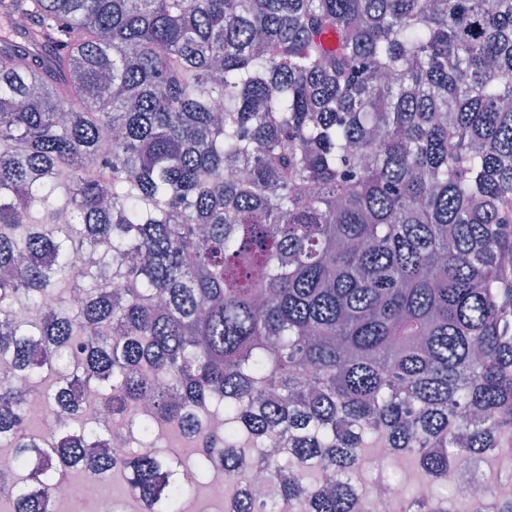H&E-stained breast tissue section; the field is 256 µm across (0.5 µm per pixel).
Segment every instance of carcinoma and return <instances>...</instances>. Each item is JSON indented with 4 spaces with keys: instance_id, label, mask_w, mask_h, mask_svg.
<instances>
[{
    "instance_id": "1",
    "label": "carcinoma",
    "mask_w": 512,
    "mask_h": 512,
    "mask_svg": "<svg viewBox=\"0 0 512 512\" xmlns=\"http://www.w3.org/2000/svg\"><path fill=\"white\" fill-rule=\"evenodd\" d=\"M0 473L45 512L148 404L127 492L184 512L157 423L234 512H369L370 442L423 482L512 473V0H0ZM91 256L76 277L71 256ZM55 301L50 318L44 304ZM21 307L26 320L14 318ZM39 394L55 417L26 429ZM292 450L271 455L267 448ZM268 478L275 506L239 475ZM468 512L495 496L461 488ZM392 512H444L397 493ZM160 432L164 441H168L173 433H178L177 447H173V443L167 445L168 450L178 448L180 456L187 462L192 460L200 448L199 439L197 436L192 435L188 432H184L181 429L174 428L172 425L163 423L160 426Z\"/></svg>"
}]
</instances>
